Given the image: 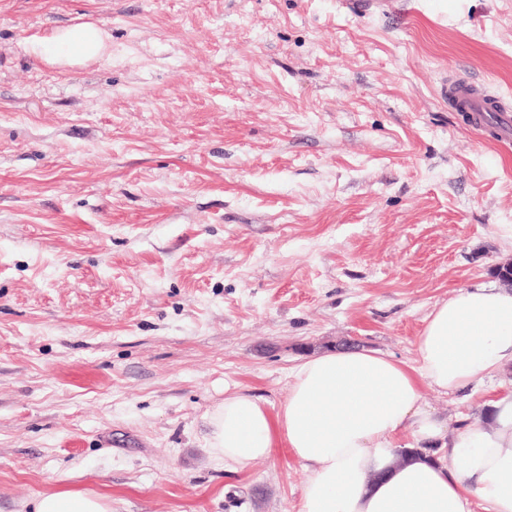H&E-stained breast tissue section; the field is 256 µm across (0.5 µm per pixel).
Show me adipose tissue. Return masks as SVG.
Instances as JSON below:
<instances>
[{"label": "adipose tissue", "instance_id": "ef3b65f1", "mask_svg": "<svg viewBox=\"0 0 512 512\" xmlns=\"http://www.w3.org/2000/svg\"><path fill=\"white\" fill-rule=\"evenodd\" d=\"M29 51L78 64L106 55L107 34L78 25ZM416 352L412 366L357 347L307 357L273 412L244 391L225 392L205 415L208 451L225 470L243 472L287 448L305 471L299 512H469L473 496L486 512H512V395L487 400L484 422L452 428L421 392L462 393L512 365V290L481 284L438 302ZM33 512H112V497L46 492Z\"/></svg>", "mask_w": 512, "mask_h": 512}]
</instances>
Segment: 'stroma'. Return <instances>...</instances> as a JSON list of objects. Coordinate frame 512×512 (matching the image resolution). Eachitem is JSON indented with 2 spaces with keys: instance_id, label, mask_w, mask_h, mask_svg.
I'll list each match as a JSON object with an SVG mask.
<instances>
[{
  "instance_id": "stroma-1",
  "label": "stroma",
  "mask_w": 512,
  "mask_h": 512,
  "mask_svg": "<svg viewBox=\"0 0 512 512\" xmlns=\"http://www.w3.org/2000/svg\"><path fill=\"white\" fill-rule=\"evenodd\" d=\"M83 23L110 57L30 54ZM460 79L512 109V0H0V512H298L302 466L224 470L203 415L344 339L414 364L512 263V141ZM511 393L422 390L453 426ZM459 83L460 89L455 94L458 101L451 105L458 112L468 113L471 127L475 130L488 128L501 141L512 139V113L507 108L493 107L492 101L497 97L487 87L467 81ZM32 512H112V497L75 489L46 492L34 500Z\"/></svg>"
}]
</instances>
